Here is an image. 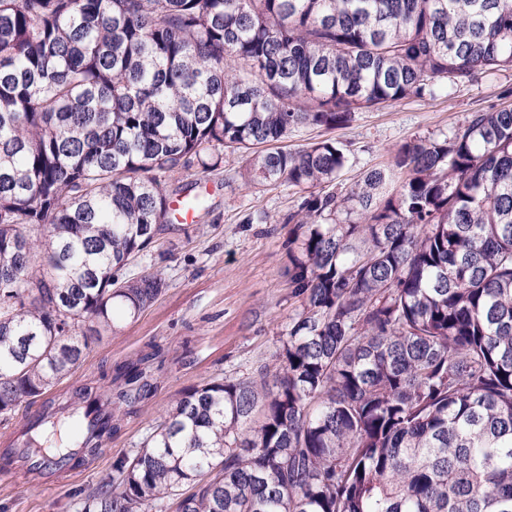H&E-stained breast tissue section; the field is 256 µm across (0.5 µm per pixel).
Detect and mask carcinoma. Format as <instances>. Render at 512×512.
<instances>
[{
    "mask_svg": "<svg viewBox=\"0 0 512 512\" xmlns=\"http://www.w3.org/2000/svg\"><path fill=\"white\" fill-rule=\"evenodd\" d=\"M512 71V0H0V416L164 290L131 263L165 179L244 160L288 185L299 306L271 374L181 392L80 512H512V105L336 189L363 109ZM115 368L127 405L151 387ZM73 410L95 455L112 397Z\"/></svg>",
    "mask_w": 512,
    "mask_h": 512,
    "instance_id": "obj_1",
    "label": "carcinoma"
}]
</instances>
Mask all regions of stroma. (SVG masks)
Returning <instances> with one entry per match:
<instances>
[{
  "label": "stroma",
  "mask_w": 512,
  "mask_h": 512,
  "mask_svg": "<svg viewBox=\"0 0 512 512\" xmlns=\"http://www.w3.org/2000/svg\"><path fill=\"white\" fill-rule=\"evenodd\" d=\"M508 87L512 72L492 75L434 99L407 98L362 110L342 128L299 129L287 144L298 149L335 139L349 156L341 176L349 187L366 170L391 164L395 150L410 138L451 132L470 113L500 104ZM242 169L241 158L228 154L219 170L167 180L171 196L199 187L206 204L196 224H164L123 271L127 277L159 275L165 283L162 294L137 319L120 322L93 341L79 367L47 397L61 402L78 387H105L102 373L154 344L159 354L144 365L151 392L117 407L118 428L86 469L52 482L26 472L0 474V512H75L76 491L96 488L111 473L116 456L140 448L181 391L217 377H251L275 368L280 342L299 306L288 285V227L280 218L299 195L285 186L244 187ZM250 211L261 215V222L241 223V215Z\"/></svg>",
  "instance_id": "35a3bbf8"
}]
</instances>
